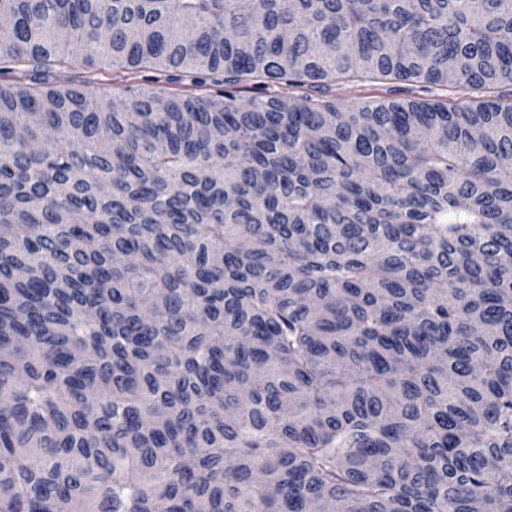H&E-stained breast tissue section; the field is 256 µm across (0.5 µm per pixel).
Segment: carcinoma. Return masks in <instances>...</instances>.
<instances>
[{"label":"carcinoma","instance_id":"obj_1","mask_svg":"<svg viewBox=\"0 0 512 512\" xmlns=\"http://www.w3.org/2000/svg\"><path fill=\"white\" fill-rule=\"evenodd\" d=\"M1 15L0 512H512V0ZM71 83L80 85L83 80H90L96 87L112 91V66L95 65L92 67H79L71 74ZM194 76L202 77L206 80L204 86L197 88L201 93H212L224 89V73L183 74L179 72H161L151 68L138 73L136 81L142 85L153 86L158 90L173 91L174 89H180L182 86L188 85ZM170 78L173 79L171 80Z\"/></svg>","mask_w":512,"mask_h":512}]
</instances>
